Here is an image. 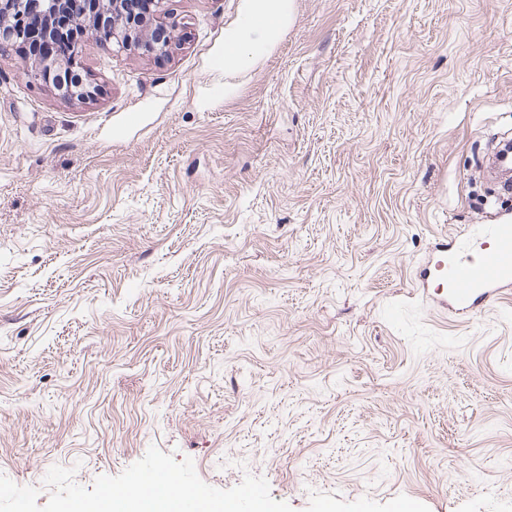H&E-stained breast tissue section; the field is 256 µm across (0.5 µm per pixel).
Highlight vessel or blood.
Wrapping results in <instances>:
<instances>
[{
  "label": "vessel or blood",
  "instance_id": "1",
  "mask_svg": "<svg viewBox=\"0 0 512 512\" xmlns=\"http://www.w3.org/2000/svg\"><path fill=\"white\" fill-rule=\"evenodd\" d=\"M413 294L428 310L472 324L512 298V213L477 226L459 240L436 238L416 271Z\"/></svg>",
  "mask_w": 512,
  "mask_h": 512
}]
</instances>
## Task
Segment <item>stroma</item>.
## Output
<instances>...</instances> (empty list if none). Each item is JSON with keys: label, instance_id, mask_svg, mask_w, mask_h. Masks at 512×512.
Returning a JSON list of instances; mask_svg holds the SVG:
<instances>
[{"label": "stroma", "instance_id": "35a3bbf8", "mask_svg": "<svg viewBox=\"0 0 512 512\" xmlns=\"http://www.w3.org/2000/svg\"><path fill=\"white\" fill-rule=\"evenodd\" d=\"M246 0H165L157 60L87 38L95 98L0 52V475L92 488L149 447L294 512H512V305L412 294L487 224L512 0H293L224 72Z\"/></svg>", "mask_w": 512, "mask_h": 512}]
</instances>
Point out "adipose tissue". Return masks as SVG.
<instances>
[{"instance_id": "obj_1", "label": "adipose tissue", "mask_w": 512, "mask_h": 512, "mask_svg": "<svg viewBox=\"0 0 512 512\" xmlns=\"http://www.w3.org/2000/svg\"><path fill=\"white\" fill-rule=\"evenodd\" d=\"M291 9V0H248L241 24L224 36L225 71L250 69L277 41Z\"/></svg>"}]
</instances>
